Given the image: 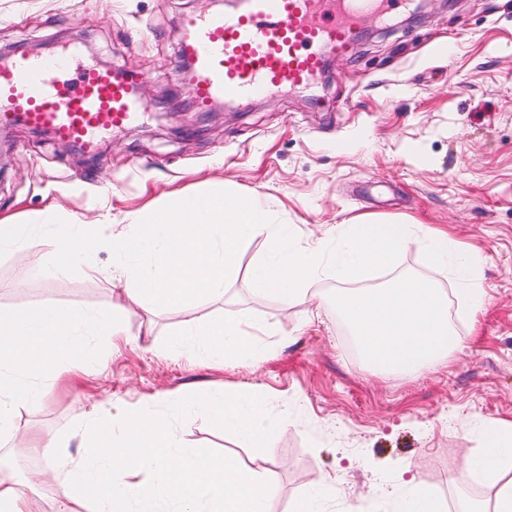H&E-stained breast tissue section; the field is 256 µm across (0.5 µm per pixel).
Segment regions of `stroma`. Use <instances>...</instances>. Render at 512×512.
<instances>
[{
	"mask_svg": "<svg viewBox=\"0 0 512 512\" xmlns=\"http://www.w3.org/2000/svg\"><path fill=\"white\" fill-rule=\"evenodd\" d=\"M224 9L223 0H0V52L80 43L102 67L139 78L150 109L93 154L25 125L0 131V218L50 225L47 206L57 200L100 240L95 259L108 268L130 214L222 183L266 201L271 223L303 241L365 213L446 229L483 255L488 303L474 319L461 317L447 273L422 251H404L399 271L446 291L464 344L418 374H377L336 305L335 277L285 305L254 299L241 274L222 302L157 312L141 343L96 339L101 375L49 388L39 409L21 411V424L53 433L78 410L108 420L157 391L252 388L266 395L269 416H288L270 453L192 413L172 421L188 446L260 466L274 487L273 512H290L322 484L323 512H392L409 493L405 469L446 512L464 497L493 502L496 485L466 484L461 474L485 457L486 428L512 424V0H430L398 27L365 22L312 94L203 111L178 59L181 22ZM443 39L452 57L433 54ZM47 249L40 236L0 253V307L105 308L122 296L121 285L88 282L74 268L38 270L33 255ZM222 312L276 331L281 349L257 365L224 367L165 356L172 331Z\"/></svg>",
	"mask_w": 512,
	"mask_h": 512,
	"instance_id": "1",
	"label": "stroma"
}]
</instances>
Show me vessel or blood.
Here are the masks:
<instances>
[{
  "mask_svg": "<svg viewBox=\"0 0 512 512\" xmlns=\"http://www.w3.org/2000/svg\"><path fill=\"white\" fill-rule=\"evenodd\" d=\"M402 0H249L243 12L190 16L180 55L200 106L243 101L277 89H308L323 68L322 48L343 52L364 18ZM64 46L51 54L0 59V127L17 122L86 152L139 122L147 106L136 79L81 61Z\"/></svg>",
  "mask_w": 512,
  "mask_h": 512,
  "instance_id": "obj_1",
  "label": "vessel or blood"
}]
</instances>
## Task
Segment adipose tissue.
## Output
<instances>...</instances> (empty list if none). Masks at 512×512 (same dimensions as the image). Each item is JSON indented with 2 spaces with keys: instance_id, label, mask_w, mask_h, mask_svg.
<instances>
[{
  "instance_id": "1",
  "label": "adipose tissue",
  "mask_w": 512,
  "mask_h": 512,
  "mask_svg": "<svg viewBox=\"0 0 512 512\" xmlns=\"http://www.w3.org/2000/svg\"><path fill=\"white\" fill-rule=\"evenodd\" d=\"M268 248L247 273L254 297L273 295L290 303L307 292L325 270L337 278L362 277L370 267L395 265L417 245L432 264L459 278L467 313L484 309L480 253L446 232L404 218L363 214L340 224L337 237L301 245L284 224H271L258 200L240 201L223 190L174 196L163 208L135 215L124 235L112 242L111 271L94 261L96 239L84 225H52L50 251L36 264L53 275L82 266L93 281L112 277L125 283V304L104 309L66 308L46 303L21 315L0 308V439L11 455L23 454L13 440L21 410L37 409L45 386L67 372L96 373L91 337L129 336L127 313L184 310L204 301L220 302L226 284L240 270L242 256L257 237ZM336 303L349 322L366 364L381 373H419L459 348L448 323V300L425 279L397 275L381 288L339 292ZM275 349L261 338L254 319L222 313L189 323L169 339L165 352L191 350L210 364L242 360L259 363ZM266 395L215 389L204 396L156 394L149 403L126 407L103 422L80 413L64 431L45 437L41 469L18 477L0 462V512H45L38 487L55 485V512H271L273 488L259 468L235 456L185 446L155 404L188 407L228 427L253 447L271 451L287 417L270 418ZM495 461L490 475L498 486L492 505L466 501L460 512H512V428L486 435ZM69 457L66 478L57 464Z\"/></svg>"
}]
</instances>
